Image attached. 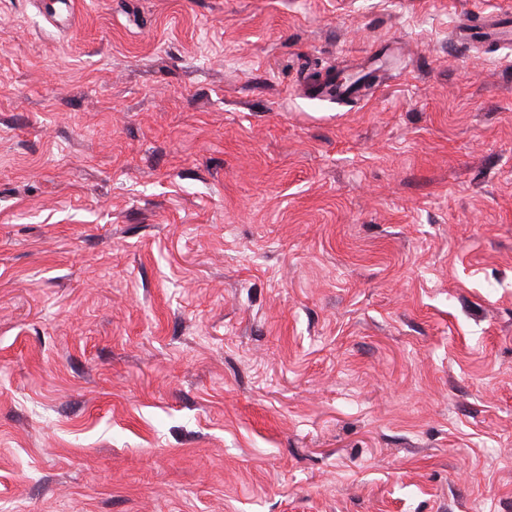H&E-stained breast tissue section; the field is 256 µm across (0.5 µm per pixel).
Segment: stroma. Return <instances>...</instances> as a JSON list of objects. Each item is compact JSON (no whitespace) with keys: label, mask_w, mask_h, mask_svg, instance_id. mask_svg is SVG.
Listing matches in <instances>:
<instances>
[{"label":"stroma","mask_w":512,"mask_h":512,"mask_svg":"<svg viewBox=\"0 0 512 512\" xmlns=\"http://www.w3.org/2000/svg\"><path fill=\"white\" fill-rule=\"evenodd\" d=\"M75 2L0 0V512H512V0Z\"/></svg>","instance_id":"1"}]
</instances>
